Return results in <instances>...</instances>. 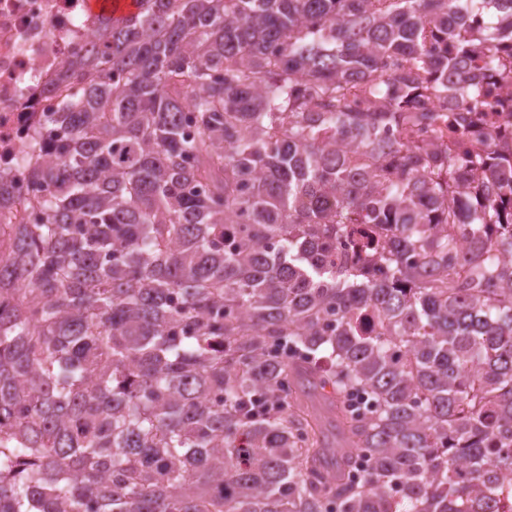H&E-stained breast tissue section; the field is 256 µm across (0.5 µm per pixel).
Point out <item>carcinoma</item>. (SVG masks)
<instances>
[{
	"label": "carcinoma",
	"instance_id": "1",
	"mask_svg": "<svg viewBox=\"0 0 512 512\" xmlns=\"http://www.w3.org/2000/svg\"><path fill=\"white\" fill-rule=\"evenodd\" d=\"M97 17L0 265V512H512V0Z\"/></svg>",
	"mask_w": 512,
	"mask_h": 512
}]
</instances>
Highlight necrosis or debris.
Wrapping results in <instances>:
<instances>
[{
    "instance_id": "4bbe7bcc",
    "label": "necrosis or debris",
    "mask_w": 512,
    "mask_h": 512,
    "mask_svg": "<svg viewBox=\"0 0 512 512\" xmlns=\"http://www.w3.org/2000/svg\"><path fill=\"white\" fill-rule=\"evenodd\" d=\"M99 26L84 0H0V187L9 197L0 255L14 252L18 231L36 218L31 146L46 116L71 101L60 72L88 57Z\"/></svg>"
}]
</instances>
